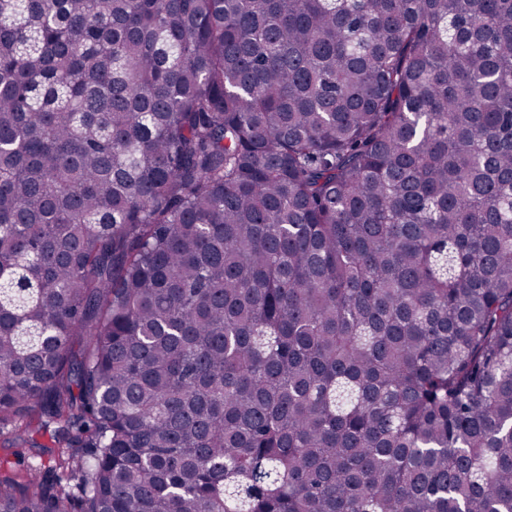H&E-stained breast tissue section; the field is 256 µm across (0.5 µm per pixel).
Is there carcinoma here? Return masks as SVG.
Instances as JSON below:
<instances>
[{"label": "carcinoma", "instance_id": "obj_1", "mask_svg": "<svg viewBox=\"0 0 512 512\" xmlns=\"http://www.w3.org/2000/svg\"><path fill=\"white\" fill-rule=\"evenodd\" d=\"M3 422L0 512H512V0H0ZM12 426H5L3 433H0V462L2 467L13 472L25 473L32 465L47 459L45 448H31L29 445H15L13 443ZM13 446V447H12Z\"/></svg>", "mask_w": 512, "mask_h": 512}]
</instances>
